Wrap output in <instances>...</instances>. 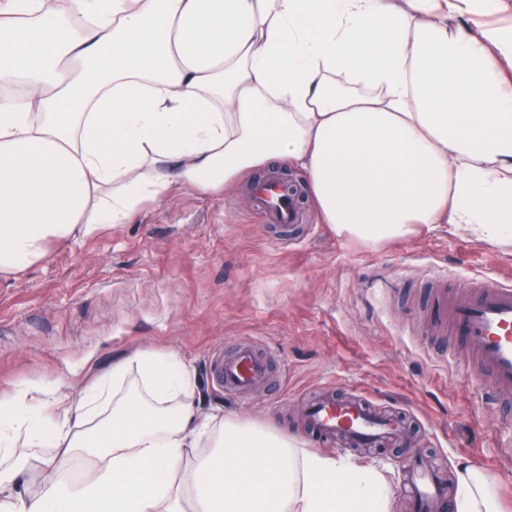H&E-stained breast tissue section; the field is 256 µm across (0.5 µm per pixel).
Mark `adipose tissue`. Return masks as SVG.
Returning <instances> with one entry per match:
<instances>
[{
  "label": "adipose tissue",
  "mask_w": 512,
  "mask_h": 512,
  "mask_svg": "<svg viewBox=\"0 0 512 512\" xmlns=\"http://www.w3.org/2000/svg\"><path fill=\"white\" fill-rule=\"evenodd\" d=\"M512 0H0V272L125 224L172 186L300 169L321 223L369 246L447 225L512 244ZM185 364L112 369L74 414L0 397V512H395L384 472L199 414ZM111 417H102L104 407ZM51 447L96 462L81 480ZM40 469V489L26 476ZM456 512H500L473 466Z\"/></svg>",
  "instance_id": "ef3b65f1"
}]
</instances>
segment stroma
<instances>
[{
  "mask_svg": "<svg viewBox=\"0 0 512 512\" xmlns=\"http://www.w3.org/2000/svg\"><path fill=\"white\" fill-rule=\"evenodd\" d=\"M313 230L275 244L245 186L212 194L176 188L126 224L51 241L37 261L0 274V394L61 380L67 406L139 352L171 353L194 375L204 410L250 419L310 448L304 401L357 392L403 415L418 447L453 475L479 468L512 512V414L492 405L487 385L437 361L415 309L442 274L454 288L512 276V246L445 229L365 246L333 234L300 198ZM250 339L278 357L277 393H226L210 358L225 342ZM324 452L382 468L397 512L403 448Z\"/></svg>",
  "mask_w": 512,
  "mask_h": 512,
  "instance_id": "obj_1",
  "label": "stroma"
}]
</instances>
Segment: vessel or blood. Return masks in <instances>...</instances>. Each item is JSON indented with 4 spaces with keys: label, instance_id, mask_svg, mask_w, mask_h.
<instances>
[{
    "label": "vessel or blood",
    "instance_id": "1",
    "mask_svg": "<svg viewBox=\"0 0 512 512\" xmlns=\"http://www.w3.org/2000/svg\"><path fill=\"white\" fill-rule=\"evenodd\" d=\"M252 202L265 223L291 228L301 221L296 195L277 175L253 189ZM432 289L437 330L458 342L472 356L473 366L486 374L492 402L512 397V281L485 276L471 290L459 293L438 276ZM273 360L272 353L258 351L242 339L213 353L211 366L218 387L245 393L268 383ZM303 421L309 440L316 444L340 441L358 448H404L410 438L399 414L356 395L324 394L310 400ZM404 492L414 512H448L446 477L424 455L405 461Z\"/></svg>",
    "mask_w": 512,
    "mask_h": 512
}]
</instances>
